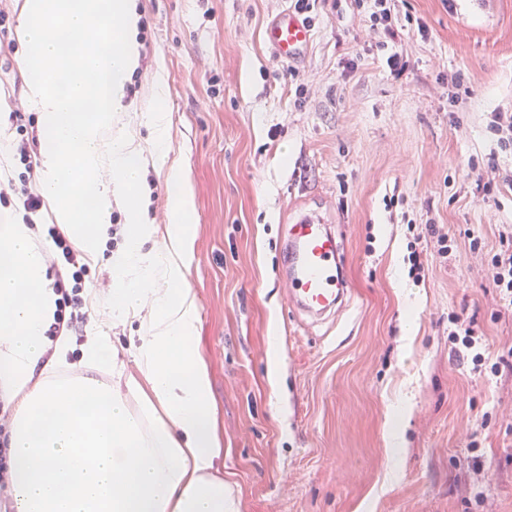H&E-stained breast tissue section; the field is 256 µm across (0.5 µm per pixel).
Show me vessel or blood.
I'll use <instances>...</instances> for the list:
<instances>
[{
    "mask_svg": "<svg viewBox=\"0 0 512 512\" xmlns=\"http://www.w3.org/2000/svg\"><path fill=\"white\" fill-rule=\"evenodd\" d=\"M310 26L295 11L278 14L265 39L274 56L288 62L307 46ZM289 299L299 310L320 317L346 305L349 283L344 275L342 244L329 225L303 219L290 226L286 242Z\"/></svg>",
    "mask_w": 512,
    "mask_h": 512,
    "instance_id": "1",
    "label": "vessel or blood"
}]
</instances>
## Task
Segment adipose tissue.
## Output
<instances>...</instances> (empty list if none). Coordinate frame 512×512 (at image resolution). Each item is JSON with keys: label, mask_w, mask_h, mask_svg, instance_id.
Listing matches in <instances>:
<instances>
[{"label": "adipose tissue", "mask_w": 512, "mask_h": 512, "mask_svg": "<svg viewBox=\"0 0 512 512\" xmlns=\"http://www.w3.org/2000/svg\"><path fill=\"white\" fill-rule=\"evenodd\" d=\"M27 96L41 128V192L57 224L91 260L107 258L113 322L139 319L127 353L106 336L82 346L84 376L34 380L68 366V337L46 331L59 295L44 249L20 220L0 225V395L7 428L10 512H232L217 473L224 455L207 367L192 348L198 306L185 288L194 203L187 174L169 167L167 225L142 220L145 160L168 154L163 108L143 114L150 145L126 130L125 84L139 66L135 0H23ZM110 179H102V170ZM124 204V248L107 252L113 204Z\"/></svg>", "instance_id": "obj_1"}]
</instances>
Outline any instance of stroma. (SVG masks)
Here are the masks:
<instances>
[{
  "label": "stroma",
  "mask_w": 512,
  "mask_h": 512,
  "mask_svg": "<svg viewBox=\"0 0 512 512\" xmlns=\"http://www.w3.org/2000/svg\"><path fill=\"white\" fill-rule=\"evenodd\" d=\"M292 0H137L147 46L130 100L167 84V161L195 197L185 285L199 306L238 512H512V312L490 260L512 225V152L491 129L512 113V0H396L412 16L394 72L354 0H316L297 62L265 41ZM0 142L26 105L20 0H0ZM492 184L484 195L478 180ZM304 217L345 243L352 304L309 324L288 299L281 245ZM449 233L438 252L426 225ZM481 234L469 248L468 231ZM429 256L413 283L407 244ZM111 275L87 262L84 312ZM473 322L484 361L459 359L451 315ZM131 319L70 330L71 373L87 336L127 338ZM280 362L281 378L268 370Z\"/></svg>",
  "instance_id": "obj_1"
}]
</instances>
